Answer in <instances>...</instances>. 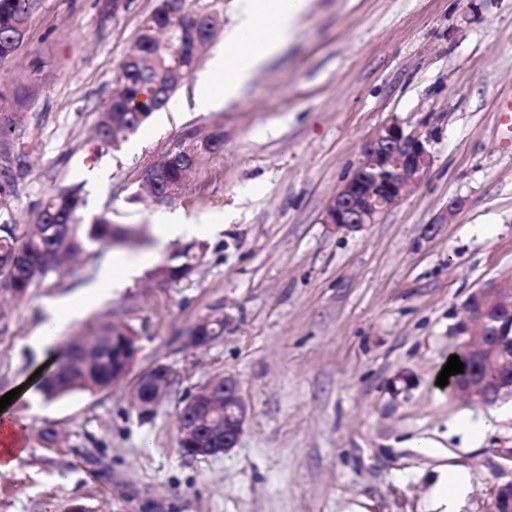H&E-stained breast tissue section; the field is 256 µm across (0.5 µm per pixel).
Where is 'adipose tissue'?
Wrapping results in <instances>:
<instances>
[{
	"label": "adipose tissue",
	"instance_id": "1",
	"mask_svg": "<svg viewBox=\"0 0 512 512\" xmlns=\"http://www.w3.org/2000/svg\"><path fill=\"white\" fill-rule=\"evenodd\" d=\"M308 4L309 0H236V24L197 80L195 111H215L237 99L254 72L272 59L297 30ZM141 264L137 258L105 265L81 293L51 305L40 329L30 339L31 348L40 353L53 348L59 323L79 317L84 307L111 295L136 274ZM434 472L427 512H459L464 474L445 465L435 467Z\"/></svg>",
	"mask_w": 512,
	"mask_h": 512
}]
</instances>
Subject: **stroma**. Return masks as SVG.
I'll return each mask as SVG.
<instances>
[{
    "label": "stroma",
    "instance_id": "obj_1",
    "mask_svg": "<svg viewBox=\"0 0 512 512\" xmlns=\"http://www.w3.org/2000/svg\"><path fill=\"white\" fill-rule=\"evenodd\" d=\"M103 2L34 0L24 41L0 60V105L25 144L12 213L27 223L67 176L83 185L86 216L111 210L140 241L50 272L13 304L0 396L45 365L28 340L51 304L116 254L158 258L59 329L64 340L109 319L136 331L121 382L36 411L11 402L26 442L0 472V512H65L74 501L90 512H425L441 464L469 477L460 512H485L491 487L512 480V400L474 405L437 377L462 342L453 328L464 301L512 269V151L497 115L512 89V0H311L238 101L188 109V77L119 148L93 156L97 114L157 5L123 0L106 13ZM188 5L218 23L202 71L236 4ZM392 120L429 137L431 168L378 223L336 231L326 208L370 134ZM218 126L224 148L193 183L166 203L139 198L147 166L186 133ZM160 212L219 227L201 237L194 273L172 285L152 276L169 254L156 247ZM216 311L227 316L223 335L193 346L192 328ZM158 364L173 383L143 418L133 387ZM222 376L237 380L247 407L239 442L183 456V400ZM418 441L431 442L429 454L413 451Z\"/></svg>",
    "mask_w": 512,
    "mask_h": 512
}]
</instances>
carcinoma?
I'll use <instances>...</instances> for the list:
<instances>
[{"instance_id":"cac0c4a2","label":"carcinoma","mask_w":512,"mask_h":512,"mask_svg":"<svg viewBox=\"0 0 512 512\" xmlns=\"http://www.w3.org/2000/svg\"><path fill=\"white\" fill-rule=\"evenodd\" d=\"M33 0H0V59L14 54L27 28ZM214 29L215 20L186 8V0H158L154 11L143 20L133 54L140 62H121L114 92L121 93L115 106L100 110L94 140L114 146L136 132L153 112L167 106L172 93L198 63L196 40L205 29ZM12 122L0 116V215L11 210L22 169L23 143L9 141ZM197 157V163L224 148V140L208 135H193L181 144ZM177 156L155 170L157 190H164L184 178H195ZM86 200L83 184L75 181L50 188L32 212L31 223L0 221V297L23 300L34 284L63 263L91 254L97 246L122 241L130 230L112 224L110 211L104 210L84 221ZM192 247L173 251L154 271L164 283L189 278L198 264ZM137 354L135 333L125 325L101 321L64 344L55 357V368L42 379L44 396L54 399L73 391L98 392L112 387L128 373ZM464 372L448 379V389L467 383L476 371L464 354H459ZM140 415L155 413L152 391L138 389Z\"/></svg>"}]
</instances>
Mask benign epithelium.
I'll return each instance as SVG.
<instances>
[{"label": "benign epithelium", "mask_w": 512, "mask_h": 512, "mask_svg": "<svg viewBox=\"0 0 512 512\" xmlns=\"http://www.w3.org/2000/svg\"><path fill=\"white\" fill-rule=\"evenodd\" d=\"M430 139L416 131H407L400 123L389 121L369 136L361 159L350 177L337 188L323 223L336 231H360L376 223L396 206L407 190L422 181L433 156ZM512 294V274H502L472 292L462 306V315L454 326L457 335L470 343L474 327L499 330L495 322L512 324V297L496 298L502 289ZM477 359L488 362L498 353V337L482 336ZM476 398L486 405L512 398V365H498L483 374L473 387ZM224 428L215 431L203 405L214 399V389L203 386L191 393L178 416V430L198 434V444L190 449L194 456H216L234 448L247 419L246 404L237 381L224 377ZM490 498L502 508L494 512H512V481L496 484Z\"/></svg>", "instance_id": "benign-epithelium-1"}]
</instances>
